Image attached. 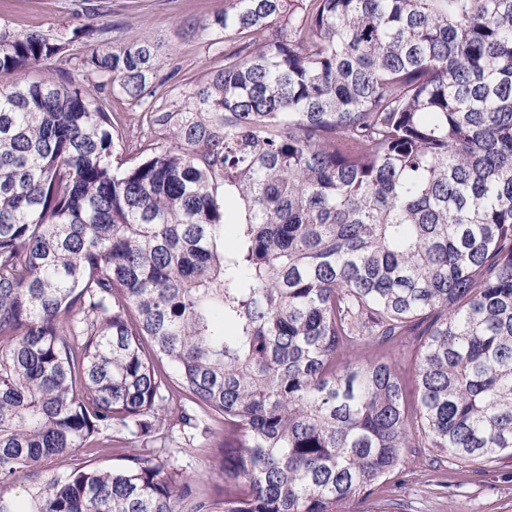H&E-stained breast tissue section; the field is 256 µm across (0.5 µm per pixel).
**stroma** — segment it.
<instances>
[{
  "label": "stroma",
  "mask_w": 512,
  "mask_h": 512,
  "mask_svg": "<svg viewBox=\"0 0 512 512\" xmlns=\"http://www.w3.org/2000/svg\"><path fill=\"white\" fill-rule=\"evenodd\" d=\"M223 10L224 0H0V30L56 36L92 28V35L73 39L53 67L104 101L119 138L114 158L131 161L156 140L145 112L171 108L223 68L224 32L214 23ZM144 38L156 48L149 101L113 93L110 77L83 64L93 51L118 50ZM169 454L179 471L199 475L202 494L220 497L222 449L173 447ZM429 454L426 448L410 449L405 467L360 503L361 512H512V456L501 457L483 473L451 460L437 475L425 464Z\"/></svg>",
  "instance_id": "35a3bbf8"
}]
</instances>
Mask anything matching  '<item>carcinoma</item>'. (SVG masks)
Instances as JSON below:
<instances>
[{
    "label": "carcinoma",
    "instance_id": "carcinoma-1",
    "mask_svg": "<svg viewBox=\"0 0 512 512\" xmlns=\"http://www.w3.org/2000/svg\"><path fill=\"white\" fill-rule=\"evenodd\" d=\"M215 24L224 68L124 168L99 98L0 84V512L21 473L24 512H354L410 448L512 455V0ZM67 44L0 31V75ZM155 57L85 65L141 101ZM177 427L235 443L224 498L150 450ZM125 433V467L72 462Z\"/></svg>",
    "mask_w": 512,
    "mask_h": 512
}]
</instances>
